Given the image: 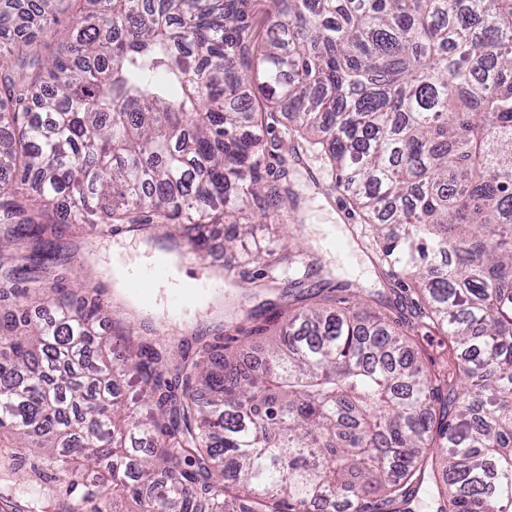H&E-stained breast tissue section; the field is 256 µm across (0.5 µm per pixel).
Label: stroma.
Listing matches in <instances>:
<instances>
[{"instance_id": "obj_1", "label": "stroma", "mask_w": 512, "mask_h": 512, "mask_svg": "<svg viewBox=\"0 0 512 512\" xmlns=\"http://www.w3.org/2000/svg\"><path fill=\"white\" fill-rule=\"evenodd\" d=\"M263 137L277 147L276 156L267 163L265 184L283 181L290 190L287 203L266 198L265 221L283 225L298 242L303 263L297 271H287L275 254L264 264L224 268V240L220 237L204 255L181 253L189 277H198L203 263L214 262L221 264L225 282L205 311L171 329L166 317L168 290H160L158 309L149 311L117 292L110 274L113 256L133 261L164 246V229L121 224L101 234L89 225L71 224L49 237L56 257L46 264L45 284L98 290L112 315L111 320L97 324L99 334L147 328L165 337L176 356L196 351L200 342L220 340L225 353L242 345L248 359L261 357L268 338L278 335L291 313L332 297H346L348 290L356 288L369 309L398 315L408 293L398 279L384 275L365 223L353 211L347 193H330L335 179L328 164L309 152L294 153L280 122H269Z\"/></svg>"}]
</instances>
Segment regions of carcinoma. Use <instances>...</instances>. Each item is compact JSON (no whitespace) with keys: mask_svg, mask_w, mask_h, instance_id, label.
<instances>
[{"mask_svg":"<svg viewBox=\"0 0 512 512\" xmlns=\"http://www.w3.org/2000/svg\"><path fill=\"white\" fill-rule=\"evenodd\" d=\"M0 0V224L32 250L58 224H171L233 251L258 220L268 150L289 122L411 277V320L355 303L288 319L263 366L157 341L105 358L89 290L0 334V433L65 475L53 512H512V0ZM32 31L21 37L18 30ZM458 364L425 367L414 326ZM140 383L147 421L120 396ZM73 20L74 17L71 10L59 14V23L54 26L51 33L38 40L37 54L41 58L44 59L50 56V53L56 47V39L64 38L65 33L69 30Z\"/></svg>","mask_w":512,"mask_h":512,"instance_id":"cac0c4a2","label":"carcinoma"}]
</instances>
